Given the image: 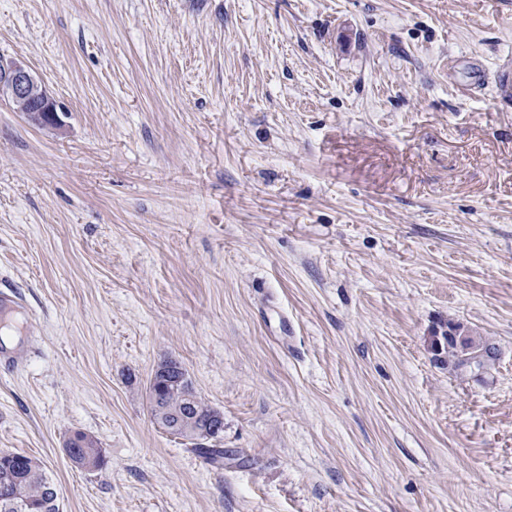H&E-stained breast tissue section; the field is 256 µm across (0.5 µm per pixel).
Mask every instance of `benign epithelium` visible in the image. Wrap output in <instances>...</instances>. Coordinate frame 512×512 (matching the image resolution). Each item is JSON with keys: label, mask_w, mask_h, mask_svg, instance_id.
Masks as SVG:
<instances>
[{"label": "benign epithelium", "mask_w": 512, "mask_h": 512, "mask_svg": "<svg viewBox=\"0 0 512 512\" xmlns=\"http://www.w3.org/2000/svg\"><path fill=\"white\" fill-rule=\"evenodd\" d=\"M0 96L13 103L25 104L40 122L61 124L60 108L42 80L20 61L0 58Z\"/></svg>", "instance_id": "1"}]
</instances>
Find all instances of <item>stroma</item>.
Wrapping results in <instances>:
<instances>
[{
  "instance_id": "stroma-1",
  "label": "stroma",
  "mask_w": 512,
  "mask_h": 512,
  "mask_svg": "<svg viewBox=\"0 0 512 512\" xmlns=\"http://www.w3.org/2000/svg\"><path fill=\"white\" fill-rule=\"evenodd\" d=\"M0 57L63 107L0 99V450L60 512H512V0H0ZM448 326L451 329H458L467 333L469 336L468 347L470 349L464 351L459 349L453 342L448 341V346L445 344L442 345L441 354L444 355L443 357L445 359H440V361L447 363L448 358V365L456 369H462L472 367L480 368L494 358L495 348L487 341H484L481 337L473 336L468 330H465L460 323L448 321ZM177 368V365H168L156 369L151 377L155 381L159 376H166L169 371ZM182 368V366H181ZM183 372H173L168 376L156 380L153 387L160 398L157 404H154L152 391L149 385V400L151 407V414L154 421L165 430V432L191 441L192 444L197 445L194 441V435L203 430L201 436H205L206 440L216 439L221 435L222 425L217 422L210 426V421L218 411L209 406L196 392L191 380L186 376L185 370ZM183 377L182 381H178V376ZM156 396V398H157ZM172 414L177 415V423L181 420L182 415L186 420L184 427L181 430L173 431L169 429L172 419ZM66 451L81 468L98 470L104 463L102 451L97 443L82 433L76 432L66 441ZM72 461V462H73Z\"/></svg>"
}]
</instances>
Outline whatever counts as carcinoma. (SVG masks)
I'll return each instance as SVG.
<instances>
[{
    "instance_id": "1",
    "label": "carcinoma",
    "mask_w": 512,
    "mask_h": 512,
    "mask_svg": "<svg viewBox=\"0 0 512 512\" xmlns=\"http://www.w3.org/2000/svg\"><path fill=\"white\" fill-rule=\"evenodd\" d=\"M469 350L464 351L454 343L442 345L441 354L456 369L480 368L495 356V348L480 337L469 336ZM159 401L150 404L154 421L165 432L189 441L210 424L217 410L209 406L196 392L186 372H173L154 383ZM184 417L185 425L178 431L169 429L172 415ZM66 451L79 467L97 470L104 458L97 443L82 433L68 438ZM50 479L42 462L31 456L10 451H0V512H18L17 505L25 512H59L49 491Z\"/></svg>"
}]
</instances>
